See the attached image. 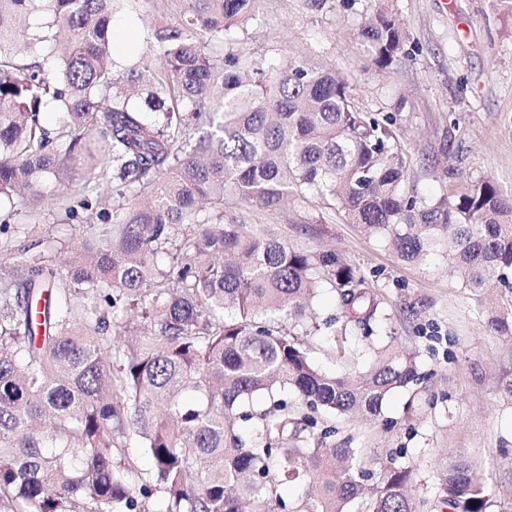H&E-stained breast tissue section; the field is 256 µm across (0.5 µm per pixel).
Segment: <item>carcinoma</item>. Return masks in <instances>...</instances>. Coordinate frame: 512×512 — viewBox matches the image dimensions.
<instances>
[{"label": "carcinoma", "instance_id": "obj_1", "mask_svg": "<svg viewBox=\"0 0 512 512\" xmlns=\"http://www.w3.org/2000/svg\"><path fill=\"white\" fill-rule=\"evenodd\" d=\"M142 2L0 0V195L33 205L45 180L78 181L60 205L82 225L67 262L0 238V512H148L155 487L165 512H435L410 467L318 427L376 419L397 389L418 397L417 352L386 344L364 370H319L302 333L320 330V290L345 309L341 359L384 319L380 302L341 254L248 216L329 199L400 259L444 257L480 297L512 291V195L491 179L416 195L393 116L356 106L347 79L234 50L235 29L262 25L260 0H176L153 24L158 67L118 69L112 19ZM37 12L49 21L33 30ZM20 38L33 56L14 55ZM403 43L383 11L358 35L381 73ZM105 184L115 206L91 224ZM487 326L512 337V302ZM130 438L150 474L126 459ZM437 480L448 512H494L469 459Z\"/></svg>", "mask_w": 512, "mask_h": 512}]
</instances>
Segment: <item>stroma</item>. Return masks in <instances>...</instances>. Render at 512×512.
<instances>
[{
    "label": "stroma",
    "mask_w": 512,
    "mask_h": 512,
    "mask_svg": "<svg viewBox=\"0 0 512 512\" xmlns=\"http://www.w3.org/2000/svg\"><path fill=\"white\" fill-rule=\"evenodd\" d=\"M171 0H151L146 13L130 17L134 36L120 60L159 63L161 50L149 22L170 15ZM394 15L405 33L404 52L390 72L375 70L357 51L355 38L379 11ZM264 25L241 31L237 49L253 58L277 50L324 62L354 88L358 105L393 115L404 151L415 158L408 186L423 196L455 193L490 178L512 194V5L507 0H261ZM455 173L439 181L437 170L419 166L423 157ZM59 189L46 182L33 209L0 198V221L8 232L52 247L70 244L78 223L58 204ZM253 224H276L294 245L311 252L334 248L363 275L387 318L361 342V365H370L374 346L416 350L429 374L431 400L392 393L376 421L336 417L337 442L369 449L381 461L396 459L413 469L416 494L438 497L436 472L467 456L477 461L496 502L495 512H512V338L489 332L490 309L506 303L501 290L474 297L447 262L408 263L378 238L349 223L344 212L314 202L286 210H255ZM422 309L408 314L406 302Z\"/></svg>",
    "instance_id": "1"
}]
</instances>
